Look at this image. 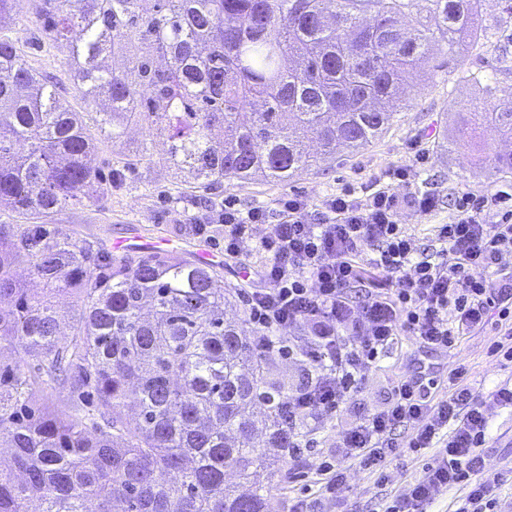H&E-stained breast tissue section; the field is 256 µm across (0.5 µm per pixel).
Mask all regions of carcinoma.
<instances>
[{"mask_svg":"<svg viewBox=\"0 0 512 512\" xmlns=\"http://www.w3.org/2000/svg\"><path fill=\"white\" fill-rule=\"evenodd\" d=\"M42 0L39 24L93 100L116 144L128 125L169 141L162 163L208 193L224 179L284 180L323 154L371 143L399 108V89L433 34L451 44L489 37L480 0ZM373 15L366 27L361 17ZM412 16L411 32L399 20ZM145 86L144 98L137 88ZM253 100L262 109L246 112ZM512 139V104L466 106L461 130ZM79 113L56 83L0 36V345L34 375L0 370V512H268V493L237 494L267 456L288 452V391L265 376L266 354L229 319L234 290L214 267L178 254L133 263L52 224L70 201L112 194ZM27 264L29 277L15 276ZM71 294V337L51 296ZM262 407L257 416L244 409Z\"/></svg>","mask_w":512,"mask_h":512,"instance_id":"obj_1","label":"carcinoma"}]
</instances>
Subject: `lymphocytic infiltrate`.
Masks as SVG:
<instances>
[{
	"mask_svg": "<svg viewBox=\"0 0 512 512\" xmlns=\"http://www.w3.org/2000/svg\"><path fill=\"white\" fill-rule=\"evenodd\" d=\"M387 177L388 184L361 195L343 188L318 213L302 197L288 196L275 224L264 209L243 212L228 200L209 223L193 226L199 234L221 227L225 254L240 256L252 245L265 258V285L249 293L247 315L265 350L302 358L312 367L288 407L290 424L305 426L339 411L366 371L402 336L422 348L447 350L492 324L500 334L489 351L512 365V272L481 276L512 251V194L456 196L452 221L438 230L441 250L422 259L399 213L405 205L429 213L438 198L430 192L397 194V186L409 180L406 170ZM367 265L380 277L369 288L361 285ZM354 287L361 290L355 300L348 295ZM304 325L312 331L308 343L281 334ZM435 386L415 377L394 385L384 406L342 432L335 466L322 467L312 499L298 500L295 512H336L351 468L377 473L389 456H415L429 448L436 456L381 512H428L453 488L463 491L454 512H499L497 492L512 467L488 469L485 448L494 413L512 408V383L483 393L467 369L458 367L449 376L446 397L436 398ZM400 428L408 434L399 444L393 434Z\"/></svg>",
	"mask_w": 512,
	"mask_h": 512,
	"instance_id": "obj_1",
	"label": "lymphocytic infiltrate"
}]
</instances>
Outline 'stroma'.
Listing matches in <instances>:
<instances>
[{
  "label": "stroma",
  "instance_id": "obj_1",
  "mask_svg": "<svg viewBox=\"0 0 512 512\" xmlns=\"http://www.w3.org/2000/svg\"><path fill=\"white\" fill-rule=\"evenodd\" d=\"M37 17V11L23 6L20 12L6 16L0 24V35L16 41L32 70L54 78L65 104L80 113L88 133L93 135L99 168L125 169L123 180L113 187L110 196L64 205L54 215V224L110 248L120 240L156 237L175 240L178 251L193 259L198 258L200 250L208 249L215 254V265L225 283L241 287L243 294L256 287L263 263L261 254L253 251L243 260L225 256L223 244L191 228L189 219L199 209L188 184L161 162L167 150L165 138H148L139 125L128 129L118 145L99 136L97 102L84 99L76 89L65 53L47 41L36 24ZM480 19L483 26L491 28V38L454 45L432 39L420 77L400 91L403 108L389 128L367 147L359 151L341 149L335 159L317 160L285 181L258 176L225 182L215 197L216 203L229 199L243 210L263 208L270 222L275 223L281 218L279 203L283 197L302 196L311 209L317 210L343 185L361 189L385 171L407 167L411 170L409 191L433 192L438 205L427 214L403 209L400 222L426 253H435L440 248L436 227L448 223L457 193L512 192V173L500 170L496 163L497 157L512 146L491 127L480 130L473 139L458 134L461 105L472 101L492 106L512 103V0H481ZM147 139L152 142L151 157L125 167L127 155ZM419 151L426 153L428 160L417 167L413 160ZM243 294L226 305L227 316L246 311ZM494 334L491 328L474 332L445 352L427 351L411 337H400L396 348L367 371L361 388L337 413L316 419L314 445L302 459H276L272 466L254 469L247 480L230 470L225 474L226 483L242 493L257 485L269 488L270 512H292L302 486L295 480V473L311 475L322 462L334 460L340 433L383 406L390 388L401 380L417 373L437 376L440 385L436 394L440 397L448 391L451 370L460 365L466 366L475 385L486 389L512 380V368L502 365L488 351ZM511 461L512 411L504 409L493 417L486 464L499 469ZM421 468V460L412 456L393 458L387 463V479L382 483L369 472L351 469L346 512H378L382 502L408 488Z\"/></svg>",
  "mask_w": 512,
  "mask_h": 512
}]
</instances>
